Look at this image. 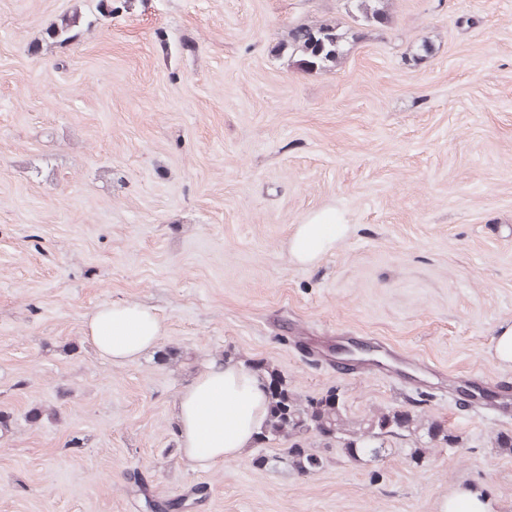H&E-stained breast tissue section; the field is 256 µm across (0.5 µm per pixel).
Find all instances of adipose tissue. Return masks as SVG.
<instances>
[{
	"mask_svg": "<svg viewBox=\"0 0 512 512\" xmlns=\"http://www.w3.org/2000/svg\"><path fill=\"white\" fill-rule=\"evenodd\" d=\"M347 224L333 209L297 225L289 241L292 261L308 265L333 251ZM87 340L113 364L134 362L154 347L162 334L159 318L131 301L98 307L85 323ZM264 376L235 364H212L177 396L174 415L180 448L201 470L241 457L253 446L267 415Z\"/></svg>",
	"mask_w": 512,
	"mask_h": 512,
	"instance_id": "obj_1",
	"label": "adipose tissue"
}]
</instances>
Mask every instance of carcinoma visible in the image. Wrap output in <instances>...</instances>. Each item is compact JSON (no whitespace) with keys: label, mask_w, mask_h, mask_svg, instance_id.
<instances>
[{"label":"carcinoma","mask_w":512,"mask_h":512,"mask_svg":"<svg viewBox=\"0 0 512 512\" xmlns=\"http://www.w3.org/2000/svg\"><path fill=\"white\" fill-rule=\"evenodd\" d=\"M351 9L372 25H384L390 20V0H349ZM81 17L77 13L63 15L58 22L45 30V39L64 45L80 35ZM348 32L339 22L301 24L288 32L285 48L289 56L310 70L326 71L338 66L345 56ZM270 378L279 382L277 391L270 394L269 414L262 427L263 437L268 440L286 439L292 442L286 461L288 466L309 472L320 467V458L309 449L301 447L304 436L310 432L335 437L344 449L352 454L377 455L384 438L411 433L423 426L422 421L397 411L382 412L367 420L365 426L347 428L341 407L336 398L321 401H304L288 392L280 375L269 370Z\"/></svg>","instance_id":"cac0c4a2"}]
</instances>
